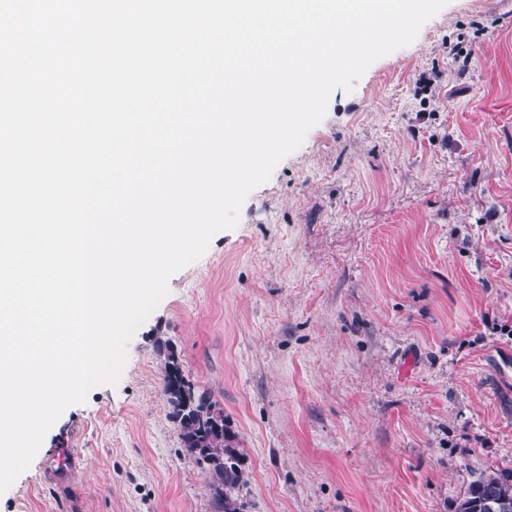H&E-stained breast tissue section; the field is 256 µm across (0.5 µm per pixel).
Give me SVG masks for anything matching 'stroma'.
Here are the masks:
<instances>
[{
  "label": "stroma",
  "mask_w": 512,
  "mask_h": 512,
  "mask_svg": "<svg viewBox=\"0 0 512 512\" xmlns=\"http://www.w3.org/2000/svg\"><path fill=\"white\" fill-rule=\"evenodd\" d=\"M470 53L453 61L450 47ZM512 5L449 0L175 272L0 512H215L157 338L224 411L242 512H454L512 468ZM73 449L60 475L53 454Z\"/></svg>",
  "instance_id": "35a3bbf8"
}]
</instances>
